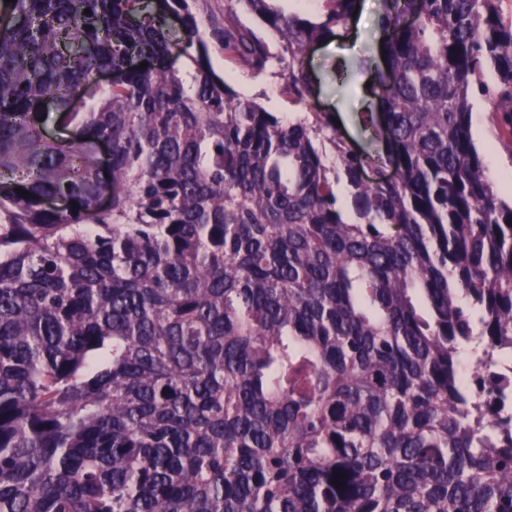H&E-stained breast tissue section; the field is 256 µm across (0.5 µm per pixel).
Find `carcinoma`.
Here are the masks:
<instances>
[{"instance_id":"cac0c4a2","label":"carcinoma","mask_w":512,"mask_h":512,"mask_svg":"<svg viewBox=\"0 0 512 512\" xmlns=\"http://www.w3.org/2000/svg\"><path fill=\"white\" fill-rule=\"evenodd\" d=\"M319 2L224 0L210 38L305 106L358 0ZM502 3L383 0L376 158L216 75L207 0H0V512H512V423L460 371L512 353V202L471 135L478 93L512 135ZM170 15L195 68H138ZM319 0H272L269 2L273 11L288 16L295 14L313 18L319 13ZM313 2V3H310ZM232 4L237 10V14L242 22L252 27L258 35L262 36L268 42L271 52L277 53L280 44L278 33L260 19L249 14L241 4H237L236 2Z\"/></svg>"}]
</instances>
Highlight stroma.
<instances>
[{
	"label": "stroma",
	"instance_id": "obj_1",
	"mask_svg": "<svg viewBox=\"0 0 512 512\" xmlns=\"http://www.w3.org/2000/svg\"><path fill=\"white\" fill-rule=\"evenodd\" d=\"M384 15L381 0H360L356 17L346 31L312 45L305 63L315 86L309 100L311 110L329 112L339 119L344 137L355 146L375 151L362 121L369 103L363 87L372 77L380 60L373 44L380 34ZM214 70L224 76L241 97L260 102L272 112H291L293 106L282 93V68L272 65L255 74L228 62L217 46L209 48ZM492 103L476 101L472 121L477 135L476 147L486 172L499 195L512 199V135L495 128Z\"/></svg>",
	"mask_w": 512,
	"mask_h": 512
}]
</instances>
